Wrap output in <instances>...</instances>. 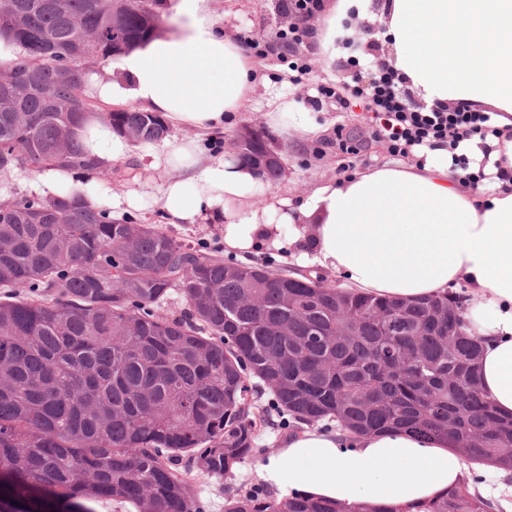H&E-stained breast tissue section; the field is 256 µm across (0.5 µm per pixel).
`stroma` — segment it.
<instances>
[{
	"instance_id": "stroma-1",
	"label": "stroma",
	"mask_w": 512,
	"mask_h": 512,
	"mask_svg": "<svg viewBox=\"0 0 512 512\" xmlns=\"http://www.w3.org/2000/svg\"><path fill=\"white\" fill-rule=\"evenodd\" d=\"M212 9L222 20L225 29L240 35L253 32L265 39L268 49L265 55L257 57V70L267 82L258 86L254 98L247 103L235 120L233 127L225 129L216 139L205 142L208 150H226L236 129L253 125L265 129L267 136L274 140L284 158L288 174L273 183L272 188L280 194L292 198L304 196L319 180L344 177L345 165H354L361 170L391 162L385 144L378 140H367L361 157L351 159L344 154L339 143L343 135L359 134L367 128V111L362 101L351 99L346 88L352 82L355 72L352 59L361 57L364 52L380 55L381 45L370 39L367 32L357 29L362 14L376 11L375 0H355L342 23L354 32L348 44L340 45L335 59L327 60L320 56L313 41L307 40L294 45L292 51L297 58L310 63L312 71L307 83H296L295 71L283 60V47L276 40L279 30L287 28L285 15L278 10L277 0H213ZM326 85L341 90V97L312 99V88ZM277 92L282 97L296 102L309 118L322 124L325 131L320 137L297 139L295 132L268 128L265 117L266 99L269 92ZM161 181L159 174L148 167L142 144L135 143L126 159L117 162L112 177H97L100 190L107 195L119 194L135 182L152 186ZM130 218L140 224H152L166 230L174 237L194 246L205 247L207 253L223 256L224 227L220 224H196L178 226L168 223L165 214L155 205L152 196H144L140 208L130 210ZM256 459H249L237 467L232 476L214 480L196 478L194 491L206 505V512H224L225 498L236 494L237 490L249 487L257 481Z\"/></svg>"
}]
</instances>
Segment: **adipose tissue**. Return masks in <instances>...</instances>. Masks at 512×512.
<instances>
[{
	"instance_id": "obj_1",
	"label": "adipose tissue",
	"mask_w": 512,
	"mask_h": 512,
	"mask_svg": "<svg viewBox=\"0 0 512 512\" xmlns=\"http://www.w3.org/2000/svg\"><path fill=\"white\" fill-rule=\"evenodd\" d=\"M167 27L147 45L88 72L87 90L105 104L163 115L196 138L146 151L164 180L153 195L172 224L223 223L224 250L263 248L319 266L350 290L400 301L463 289L467 330L479 336L481 385L496 411L512 416V0H386L370 16L386 60L426 104L487 111L493 133L458 147L317 185L301 201L278 194L250 166L207 151L202 135L224 129L258 84L256 66L226 31L211 0H169ZM105 165L124 159L126 139L91 114L78 130ZM500 164L493 186L451 171L453 152ZM35 189H68L100 209L139 205L142 188L106 196L96 182L51 169ZM466 465L448 438L391 431L346 437L315 427L288 434L256 467L280 498L304 494L346 506L422 504L456 484Z\"/></svg>"
}]
</instances>
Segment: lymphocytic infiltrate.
I'll return each instance as SVG.
<instances>
[{
    "label": "lymphocytic infiltrate",
    "instance_id": "f902f5d3",
    "mask_svg": "<svg viewBox=\"0 0 512 512\" xmlns=\"http://www.w3.org/2000/svg\"><path fill=\"white\" fill-rule=\"evenodd\" d=\"M370 68L368 80L358 81L351 95L368 102L371 134L385 141L391 155L405 156L412 148H432L446 141L455 146L472 135L490 132L489 115L464 103L452 109L437 104L411 109L399 77L385 60L375 59Z\"/></svg>",
    "mask_w": 512,
    "mask_h": 512
}]
</instances>
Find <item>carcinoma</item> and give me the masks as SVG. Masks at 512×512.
<instances>
[{
    "mask_svg": "<svg viewBox=\"0 0 512 512\" xmlns=\"http://www.w3.org/2000/svg\"><path fill=\"white\" fill-rule=\"evenodd\" d=\"M165 0H0L21 47L0 63V174L112 176L76 137L91 111L83 76L155 37ZM134 142L169 134L133 107L106 114ZM240 162L279 179L256 142ZM80 194L0 201V476L11 512H205L191 473L220 479L255 438L335 425L351 434L450 436L470 466L512 472V418L479 376L480 340L452 297L415 302L319 288L256 264L227 265ZM120 254V264L112 256ZM185 308L162 309L171 295ZM464 478L423 505L343 509L246 488L224 512H490Z\"/></svg>",
    "mask_w": 512,
    "mask_h": 512,
    "instance_id": "cac0c4a2",
    "label": "carcinoma"
}]
</instances>
